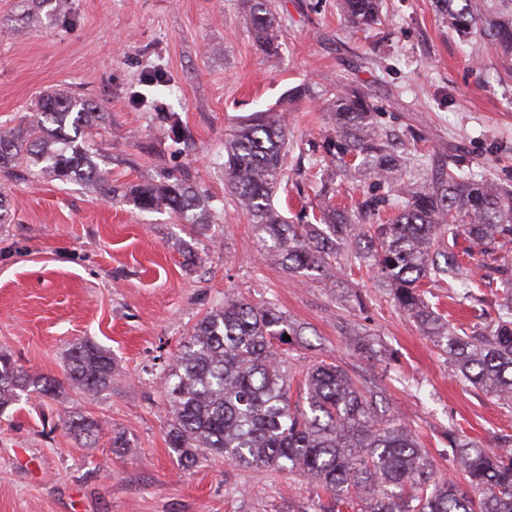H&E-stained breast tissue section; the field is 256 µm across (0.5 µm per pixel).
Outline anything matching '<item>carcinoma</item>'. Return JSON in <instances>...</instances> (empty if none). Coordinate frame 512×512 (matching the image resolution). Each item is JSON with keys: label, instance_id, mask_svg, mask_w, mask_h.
<instances>
[{"label": "carcinoma", "instance_id": "1", "mask_svg": "<svg viewBox=\"0 0 512 512\" xmlns=\"http://www.w3.org/2000/svg\"><path fill=\"white\" fill-rule=\"evenodd\" d=\"M249 2L255 40L271 50L278 38L271 0ZM436 3L457 33L477 34L512 60V0ZM339 8L359 30L382 21V0H339ZM333 106L336 131L324 136L323 158L311 160L309 168L327 159L332 176L358 175L384 194L366 193L351 208L332 204L329 196L315 223H289L273 204L288 184V135L281 115L262 111L225 143L224 177L237 207L273 257L303 277L316 279L341 259L351 271L374 273L461 379L511 409L512 289L489 299L494 326L461 334L448 314L428 302L425 286L446 277L470 295L473 269L447 248V240L464 235L487 254L511 243L512 190L441 159L420 182L397 165L394 138L378 126L365 95L340 83ZM96 109L68 92L42 96L22 128L0 130V172L12 173L30 152L62 182L94 184L112 198L130 197L142 212L168 210L189 224L205 223V202L186 176L168 175L129 190L112 184L96 162L98 153L83 140L84 129L99 116ZM387 207L395 216L375 222ZM305 330L275 303L235 295L195 324L164 382L172 408L167 444L179 460L192 467L209 453L244 468L299 474L320 490L302 512H512V437L493 452L448 433L453 466L478 490L473 496L451 478L435 479L411 426L379 414L377 387L335 363L321 360L304 373L308 408L291 403L288 351ZM113 373L112 354L94 342H81L67 355V385L84 395L110 388ZM61 388L58 380L29 373L0 351V413L24 393L56 396ZM67 430L91 440L100 423L76 415Z\"/></svg>", "mask_w": 512, "mask_h": 512}]
</instances>
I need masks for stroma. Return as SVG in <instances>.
I'll list each match as a JSON object with an SVG mask.
<instances>
[{
  "label": "stroma",
  "instance_id": "1",
  "mask_svg": "<svg viewBox=\"0 0 512 512\" xmlns=\"http://www.w3.org/2000/svg\"><path fill=\"white\" fill-rule=\"evenodd\" d=\"M277 49L257 45L244 0H0V128L64 89L106 112L85 136L113 184L189 170L208 206L203 224L144 213L41 165L0 175V349L24 369L63 379L65 356L89 339L109 350L112 386L67 389L0 415V512H286L309 502L306 479L208 456L171 453L164 368L192 327L233 294L306 324L291 361L336 363L381 387L379 410L408 422L439 478L453 472L442 433L495 448L512 410L454 374L449 362L368 274L332 265L316 282L260 250L224 181V140L253 112H280L290 141L334 127L338 80L367 94L381 128L420 137L416 163L450 156L512 189V67L461 37L435 0H384L380 24L351 28L336 0H272ZM163 71L157 91L143 77ZM307 84L315 100L297 98ZM98 419L94 444L66 415ZM122 433L125 447L112 445Z\"/></svg>",
  "mask_w": 512,
  "mask_h": 512
}]
</instances>
